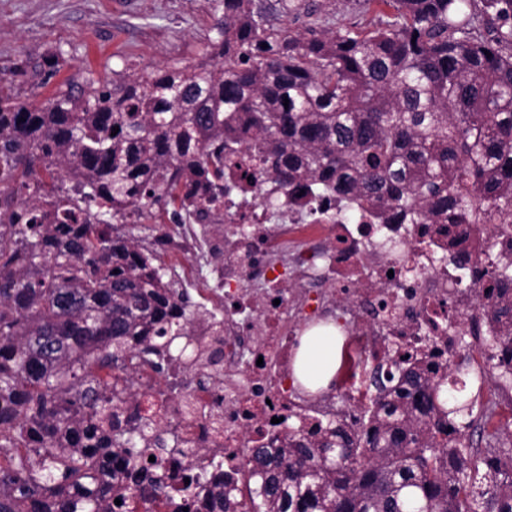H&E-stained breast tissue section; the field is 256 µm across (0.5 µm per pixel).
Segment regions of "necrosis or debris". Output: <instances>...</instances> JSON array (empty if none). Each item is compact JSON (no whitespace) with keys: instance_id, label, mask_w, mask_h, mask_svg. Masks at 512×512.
Masks as SVG:
<instances>
[{"instance_id":"4bbe7bcc","label":"necrosis or debris","mask_w":512,"mask_h":512,"mask_svg":"<svg viewBox=\"0 0 512 512\" xmlns=\"http://www.w3.org/2000/svg\"><path fill=\"white\" fill-rule=\"evenodd\" d=\"M160 252L178 288L211 316L190 332L203 349L223 346L208 381L171 363L158 379L136 377L143 410L179 426L189 449L216 457L213 484L241 476L245 446H278L289 428L313 439L361 406L353 374L403 359L456 363L473 327L492 334L498 318L485 287L512 238L467 224L387 223L373 210L341 218L335 201L230 190L215 220L180 222L140 240ZM334 322L349 337L338 376L342 397L307 399L293 378L295 342ZM192 395L203 414L187 415Z\"/></svg>"}]
</instances>
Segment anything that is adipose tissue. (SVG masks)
Masks as SVG:
<instances>
[{
  "label": "adipose tissue",
  "instance_id": "adipose-tissue-1",
  "mask_svg": "<svg viewBox=\"0 0 512 512\" xmlns=\"http://www.w3.org/2000/svg\"><path fill=\"white\" fill-rule=\"evenodd\" d=\"M339 352L335 327H322L301 336L295 361L298 382L312 389L328 387L336 374Z\"/></svg>",
  "mask_w": 512,
  "mask_h": 512
}]
</instances>
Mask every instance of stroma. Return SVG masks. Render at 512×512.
<instances>
[{
  "instance_id": "obj_1",
  "label": "stroma",
  "mask_w": 512,
  "mask_h": 512,
  "mask_svg": "<svg viewBox=\"0 0 512 512\" xmlns=\"http://www.w3.org/2000/svg\"><path fill=\"white\" fill-rule=\"evenodd\" d=\"M211 24L209 0H0V77L43 101L63 81L78 89L196 62ZM58 52L60 72L41 84L35 66Z\"/></svg>"
}]
</instances>
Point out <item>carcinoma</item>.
<instances>
[{
  "label": "carcinoma",
  "instance_id": "carcinoma-1",
  "mask_svg": "<svg viewBox=\"0 0 512 512\" xmlns=\"http://www.w3.org/2000/svg\"><path fill=\"white\" fill-rule=\"evenodd\" d=\"M210 5L192 65L45 101L0 77V512L164 493L174 436L130 405L131 376L164 373L194 312L135 231L205 212L188 185L310 181L407 224L512 227V0H362L366 30L327 27L318 0ZM488 287L512 288L511 259ZM358 387L374 414L252 447L237 481L189 461L173 512L204 489L209 512H512V403L450 407L418 363Z\"/></svg>",
  "mask_w": 512,
  "mask_h": 512
}]
</instances>
